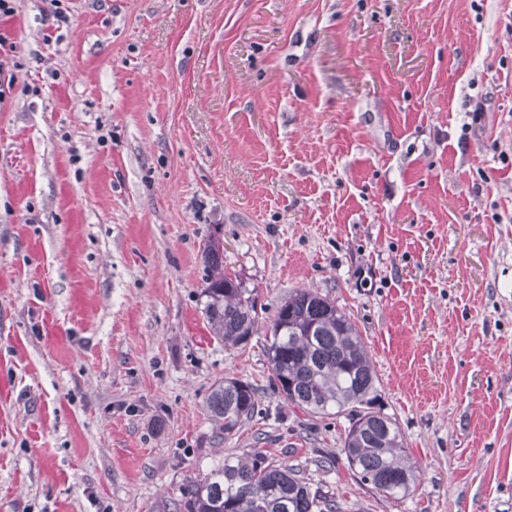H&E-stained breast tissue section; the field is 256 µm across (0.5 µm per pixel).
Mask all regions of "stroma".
<instances>
[{
  "mask_svg": "<svg viewBox=\"0 0 512 512\" xmlns=\"http://www.w3.org/2000/svg\"><path fill=\"white\" fill-rule=\"evenodd\" d=\"M0 18V512H173L256 450L348 512H512V0H13ZM266 319L358 326L423 476L202 314L207 237ZM258 411L218 437L224 377ZM336 463L321 469V455Z\"/></svg>",
  "mask_w": 512,
  "mask_h": 512,
  "instance_id": "stroma-1",
  "label": "stroma"
}]
</instances>
